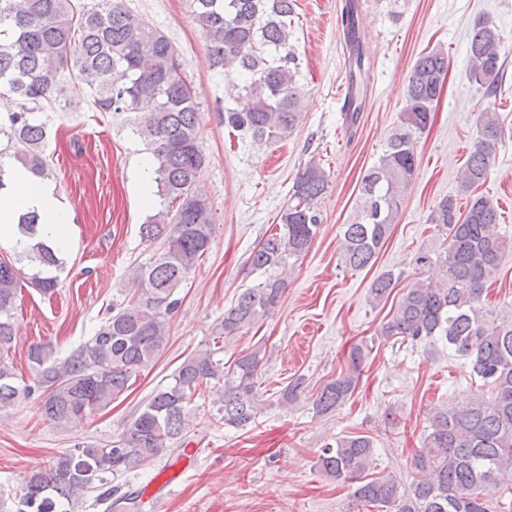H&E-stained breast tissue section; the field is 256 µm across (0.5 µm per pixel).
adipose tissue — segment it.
Wrapping results in <instances>:
<instances>
[{"label": "adipose tissue", "instance_id": "adipose-tissue-1", "mask_svg": "<svg viewBox=\"0 0 512 512\" xmlns=\"http://www.w3.org/2000/svg\"><path fill=\"white\" fill-rule=\"evenodd\" d=\"M40 217L37 237L57 252L69 248L68 209L55 187L35 177L28 169L14 166L0 179V245L26 249L30 240L17 229L22 214Z\"/></svg>", "mask_w": 512, "mask_h": 512}]
</instances>
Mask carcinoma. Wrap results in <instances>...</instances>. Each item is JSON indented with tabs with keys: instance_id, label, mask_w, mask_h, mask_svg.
Returning <instances> with one entry per match:
<instances>
[{
	"instance_id": "obj_1",
	"label": "carcinoma",
	"mask_w": 512,
	"mask_h": 512,
	"mask_svg": "<svg viewBox=\"0 0 512 512\" xmlns=\"http://www.w3.org/2000/svg\"><path fill=\"white\" fill-rule=\"evenodd\" d=\"M208 45L212 65L237 63L250 105L224 109V124L256 144L280 140L300 117L302 88L296 80L288 45L294 0H187ZM357 67L358 21L354 7L342 14ZM501 35L487 21L472 25L468 47L470 80L491 98L502 79ZM68 69L94 92L95 108L122 117L132 134L151 150L154 183L161 208L140 227L146 242L160 248L133 272L139 291L112 305L95 335L60 359L49 345L35 344L28 360L43 389L42 415L68 431L108 408L131 379L153 366L167 334L169 316L178 308L179 289L208 252L214 220L208 201L196 192L205 164L199 146L196 103L180 73L178 52L158 29L137 20L123 0H100L76 10L73 0H0V137L13 148L10 158L47 178L44 147L48 126L35 110L59 92L56 76ZM448 74V54L433 49L420 55L408 78L405 106L386 148L362 178L357 208L343 225L346 267H367L387 241L401 213L403 192L416 169L415 144L430 126L433 106ZM503 130L495 108L480 113L479 139L460 175L467 192L485 182ZM328 174L309 160L292 186L280 215L284 230L265 238L249 255L259 281L245 289L216 327L214 342L186 358L157 389L121 436L104 445H77L49 468L33 472L16 512H55L76 505L106 474L141 469L169 450L194 427L192 400L212 381L217 390L216 422L243 428L262 411L257 379L266 352L256 347L236 355L224 367V345L263 320L279 305L287 288L289 260L309 249L322 224L318 199ZM430 223L448 236V247L420 253L415 263L437 266L435 276L404 289L392 317L382 325L386 341L438 343L469 360L471 373L490 387V397L453 408H437L427 417L421 448L414 455L416 478L406 486L391 475L362 482L353 492L358 512H490L487 494L512 477V321H500L486 308V284L498 274L508 242L496 231L497 208L476 196L466 212L456 199L442 198ZM28 255L36 263L30 282L42 293L57 286L53 272L64 267L46 243ZM20 271L0 262V411L30 394L15 369L14 310ZM396 281L390 273L371 284L373 299L387 297ZM299 377L280 390L287 406L302 393ZM351 375L327 382L313 400L318 414L336 411L352 395ZM375 456L373 438L348 435L327 445L320 470L345 482L362 478Z\"/></svg>"
}]
</instances>
